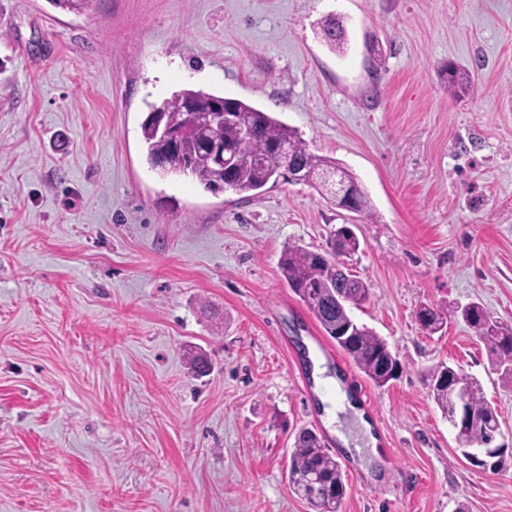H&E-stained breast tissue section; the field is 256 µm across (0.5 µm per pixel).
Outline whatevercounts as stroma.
<instances>
[{
    "instance_id": "1",
    "label": "stroma",
    "mask_w": 512,
    "mask_h": 512,
    "mask_svg": "<svg viewBox=\"0 0 512 512\" xmlns=\"http://www.w3.org/2000/svg\"><path fill=\"white\" fill-rule=\"evenodd\" d=\"M452 64L472 95H449ZM182 88L297 130L373 216L151 170L141 124ZM342 224L371 293L353 315L402 365L370 389L366 468L299 391L319 325L279 269ZM471 302L512 325V0H0V512H311L286 472L303 428L342 464L340 512H512V466H472L427 385L443 362L477 377L512 444L484 345L414 317ZM322 37L326 44L334 51L343 48L346 43V31L342 22H336V19L327 17L321 27Z\"/></svg>"
}]
</instances>
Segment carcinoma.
Here are the masks:
<instances>
[{
  "label": "carcinoma",
  "instance_id": "1",
  "mask_svg": "<svg viewBox=\"0 0 512 512\" xmlns=\"http://www.w3.org/2000/svg\"><path fill=\"white\" fill-rule=\"evenodd\" d=\"M322 37L333 50L346 43L343 24L325 19ZM473 89L468 70L448 68V91L464 96ZM228 103L230 120L208 118L213 104ZM146 160L164 176L190 175L208 188L232 184L233 191L253 196L262 192L270 180H287L288 166L297 168L300 180L326 192L334 204L336 181L350 186L351 210L372 215L371 202L357 178L336 162L312 153L296 130L274 119L269 113L238 99L226 98L201 90L182 89L154 106L142 123ZM224 142L226 164L219 167L208 148V141ZM357 235L340 225L326 240V246L314 251L290 244L284 248L280 270L288 288L310 310L319 326L348 355L352 362L377 387L397 378L391 368L401 369L388 343L364 324L356 322L351 309L361 308L370 299V289L348 272L343 259L358 251ZM459 317L485 345L495 371L512 383V326L492 319L485 308L474 303L464 308L452 305L423 304L415 313L420 326L435 334ZM429 392L441 410L448 409L451 391L460 384L472 388L470 408L478 417L462 433L460 445L489 446L497 443L499 414L485 400L480 382L447 364L428 373ZM311 474L319 480V491L305 498L313 512H339L346 486L342 469L325 449L321 437L310 429L300 431L288 461L289 484L295 474Z\"/></svg>",
  "mask_w": 512,
  "mask_h": 512
}]
</instances>
